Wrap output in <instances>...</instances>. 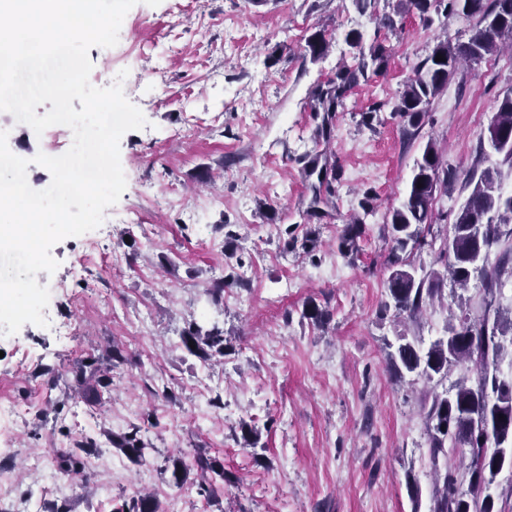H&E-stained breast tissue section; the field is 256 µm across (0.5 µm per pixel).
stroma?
<instances>
[{
	"label": "stroma",
	"instance_id": "35a3bbf8",
	"mask_svg": "<svg viewBox=\"0 0 512 512\" xmlns=\"http://www.w3.org/2000/svg\"><path fill=\"white\" fill-rule=\"evenodd\" d=\"M398 4L138 0L117 45L90 49L91 84L109 87L126 72L124 95L147 125L120 140L119 201L97 229L56 243L58 268L37 275L50 291L47 326L0 332V401L19 410L0 435V473L10 479L0 512H114L141 493L162 512H432L436 476L458 461L431 458L426 408L467 366L429 381L394 372L388 355L403 337L428 348L462 308L446 282L440 301L397 315L386 288V218L427 143L446 167L470 168L498 99L512 90V52L461 66L409 126L392 110L404 80L441 37H464L469 23L411 10L399 30L379 25ZM320 29L334 40L313 62L303 46ZM351 31L389 46L391 58L337 109L325 148L335 193L317 219L307 214L303 175L322 149L313 93L353 64ZM0 130L29 160V186L46 189L51 174L32 159L67 151L53 139L59 126L38 135L0 112ZM355 216L364 233L345 255L340 237ZM219 279L216 305L208 291ZM309 302L323 323L303 318ZM193 322L223 328L224 355L184 350ZM107 373L111 382L101 383ZM134 425L152 448L142 464L112 443ZM245 425L256 447L244 446ZM79 442L92 454L78 475L60 474L57 453ZM198 448L234 482L210 496L175 487L173 459Z\"/></svg>",
	"mask_w": 512,
	"mask_h": 512
}]
</instances>
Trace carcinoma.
<instances>
[{"mask_svg":"<svg viewBox=\"0 0 512 512\" xmlns=\"http://www.w3.org/2000/svg\"><path fill=\"white\" fill-rule=\"evenodd\" d=\"M409 9L421 16L434 9L451 10L472 22L466 39L438 41L431 53L414 69L403 84L393 111L413 126L420 124L432 99L448 87V80L462 63H480L491 56L505 39L512 40V0H406ZM331 38L318 30L306 38L304 51L317 62L327 52ZM350 47L356 49L355 64L347 66L327 81L314 96V109L323 113L319 133L330 139L337 108L343 104L359 79L386 71L390 49L382 43L362 47V36L351 31L346 35ZM443 60L436 61L437 55ZM491 151H483L464 174L465 186L471 188L464 205L455 216L451 230L443 235L434 229L433 205L436 194L448 193V185L459 178L456 171L442 166L436 145L428 143L416 160L410 184L402 203L389 210L387 225L391 242L387 265L390 270L387 288L395 309L412 317L419 314L427 301L441 292L445 278L465 288L471 277L478 279V298H468L466 312L459 324L448 325L447 338H439L423 351L407 341L390 355L391 364L427 378L448 375V370L468 362L472 377L458 381L453 392L433 395L427 412L430 429V453L451 455L465 467L469 476L468 491L459 489L458 474L448 470L443 484L436 487L434 512H505L496 509L488 489L506 468L512 470V379L500 376V363L512 337V316L494 308L495 297L505 282L512 280V198H504V175L512 176V91L499 101L490 128ZM327 164L321 156L312 158L305 167V179L312 192L308 216L320 215V204L333 193L327 181ZM363 233L362 221L347 225L341 238L346 253L357 250L356 239ZM429 248L443 270L431 272L430 281L416 279L407 261L408 249ZM490 259L481 267L474 266L480 250ZM185 350L208 359L224 355V330L214 325L208 330L191 325L182 338ZM117 447L131 461L145 458L147 445L140 428L133 426L114 439ZM76 448L57 456L58 469L76 473L84 466ZM172 483L180 487L191 472L201 479L199 493L207 494L217 482L228 479L224 464L202 452L188 463L181 459L172 463ZM116 512H161L156 499L134 496L116 508Z\"/></svg>","mask_w":512,"mask_h":512,"instance_id":"cac0c4a2","label":"carcinoma"}]
</instances>
